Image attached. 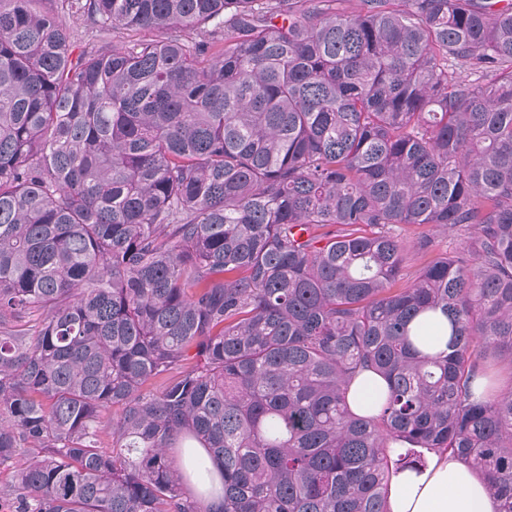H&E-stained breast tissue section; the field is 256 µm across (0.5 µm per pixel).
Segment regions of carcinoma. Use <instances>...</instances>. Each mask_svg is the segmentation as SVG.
Masks as SVG:
<instances>
[{
    "instance_id": "carcinoma-1",
    "label": "carcinoma",
    "mask_w": 512,
    "mask_h": 512,
    "mask_svg": "<svg viewBox=\"0 0 512 512\" xmlns=\"http://www.w3.org/2000/svg\"><path fill=\"white\" fill-rule=\"evenodd\" d=\"M33 2L0 0L10 512H388L421 448L512 512V0ZM78 13L167 37L75 57ZM409 225L461 242L398 288ZM447 327V320L444 317L437 315L427 324L425 336H418L420 344L429 350L439 347L447 338V336H443L444 330L447 329ZM387 390V383L382 377L364 370L350 382L347 392L348 402L355 412L374 415Z\"/></svg>"
}]
</instances>
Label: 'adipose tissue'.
Instances as JSON below:
<instances>
[{"mask_svg": "<svg viewBox=\"0 0 512 512\" xmlns=\"http://www.w3.org/2000/svg\"><path fill=\"white\" fill-rule=\"evenodd\" d=\"M388 386L365 370L350 382L351 408L373 415ZM390 512H496L497 502L471 468L449 456H433L426 468L393 474L388 491Z\"/></svg>", "mask_w": 512, "mask_h": 512, "instance_id": "1", "label": "adipose tissue"}]
</instances>
